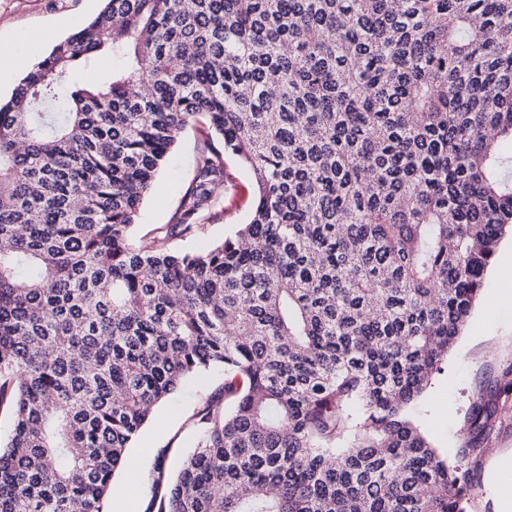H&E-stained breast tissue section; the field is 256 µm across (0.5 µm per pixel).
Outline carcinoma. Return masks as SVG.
<instances>
[{
    "label": "carcinoma",
    "instance_id": "obj_1",
    "mask_svg": "<svg viewBox=\"0 0 512 512\" xmlns=\"http://www.w3.org/2000/svg\"><path fill=\"white\" fill-rule=\"evenodd\" d=\"M191 2L103 0L0 99V512H104L154 407L216 368L145 512H465L413 406L512 234V0ZM199 116L221 147L133 244ZM230 158L246 220L166 247Z\"/></svg>",
    "mask_w": 512,
    "mask_h": 512
}]
</instances>
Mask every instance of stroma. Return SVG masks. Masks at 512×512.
Returning a JSON list of instances; mask_svg holds the SVG:
<instances>
[{"mask_svg": "<svg viewBox=\"0 0 512 512\" xmlns=\"http://www.w3.org/2000/svg\"><path fill=\"white\" fill-rule=\"evenodd\" d=\"M102 0H0V17L9 20L0 30V42H23L32 54H46L51 46L77 31L94 18ZM204 120L190 124L181 134L156 190L144 202L138 223L131 230L133 243L156 235L170 223L184 191L196 176V159L205 147L201 133ZM233 189L221 197V216L205 225L201 243L223 240L236 224L244 222L251 206V180L248 172L234 168ZM506 289L494 273H487L481 296L440 374L433 377L427 392L413 411L420 427L438 452L456 463L458 450L470 444L480 453L470 462L473 486L466 494V512H506L499 486H512V469L502 472L499 483L491 481V460L486 451L499 449L512 456V396L500 395L499 387L512 371V305L489 309V299ZM222 373H208L189 382L159 404L149 421L136 435L128 450L126 472H134L137 484L117 473L114 483L124 494L125 512H143L151 496L150 473L159 450H166L165 467L176 471L188 453L193 416L222 385ZM493 399L497 409L487 427L478 434L469 432L465 417L479 398Z\"/></svg>", "mask_w": 512, "mask_h": 512, "instance_id": "stroma-1", "label": "stroma"}]
</instances>
